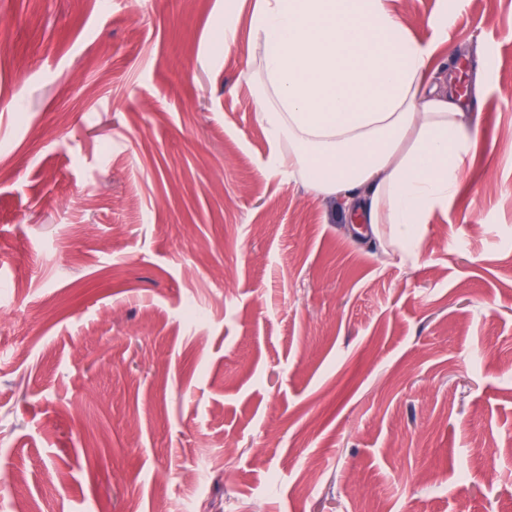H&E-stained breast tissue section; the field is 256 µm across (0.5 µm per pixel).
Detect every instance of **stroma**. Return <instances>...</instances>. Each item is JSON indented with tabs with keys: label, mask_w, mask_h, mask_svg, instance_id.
<instances>
[{
	"label": "stroma",
	"mask_w": 512,
	"mask_h": 512,
	"mask_svg": "<svg viewBox=\"0 0 512 512\" xmlns=\"http://www.w3.org/2000/svg\"><path fill=\"white\" fill-rule=\"evenodd\" d=\"M225 2L0 0V512H512V0L397 4L484 74L410 262L267 175Z\"/></svg>",
	"instance_id": "obj_1"
}]
</instances>
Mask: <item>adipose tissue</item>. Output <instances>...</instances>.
Masks as SVG:
<instances>
[{
    "instance_id": "ef3b65f1",
    "label": "adipose tissue",
    "mask_w": 512,
    "mask_h": 512,
    "mask_svg": "<svg viewBox=\"0 0 512 512\" xmlns=\"http://www.w3.org/2000/svg\"><path fill=\"white\" fill-rule=\"evenodd\" d=\"M251 29L267 174L298 173L414 258L475 142L454 83L430 69L432 46L388 0H257Z\"/></svg>"
}]
</instances>
